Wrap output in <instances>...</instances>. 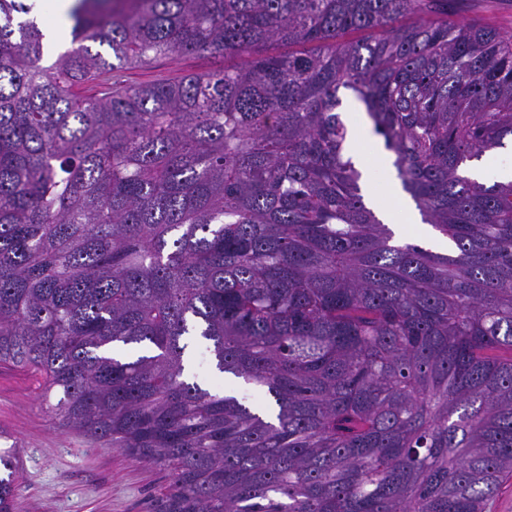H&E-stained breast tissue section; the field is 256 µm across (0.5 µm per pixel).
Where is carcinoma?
<instances>
[{
  "label": "carcinoma",
  "mask_w": 512,
  "mask_h": 512,
  "mask_svg": "<svg viewBox=\"0 0 512 512\" xmlns=\"http://www.w3.org/2000/svg\"><path fill=\"white\" fill-rule=\"evenodd\" d=\"M460 2L74 0L46 67L0 0V364L167 470L151 512H490L512 477V181L463 175L512 141V30ZM197 54L224 66L125 79ZM342 89L450 251L367 206ZM193 371L198 380L205 386L216 391H226V394L236 395L252 405H262L266 402L263 394L241 379L225 380L218 376L212 367L210 354L204 344L195 345L190 352Z\"/></svg>",
  "instance_id": "carcinoma-1"
}]
</instances>
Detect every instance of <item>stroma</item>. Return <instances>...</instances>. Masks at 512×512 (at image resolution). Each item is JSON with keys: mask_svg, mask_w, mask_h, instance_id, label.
I'll return each mask as SVG.
<instances>
[{"mask_svg": "<svg viewBox=\"0 0 512 512\" xmlns=\"http://www.w3.org/2000/svg\"><path fill=\"white\" fill-rule=\"evenodd\" d=\"M215 66V60L205 55L160 58L150 67L128 70L126 80L132 85L151 83ZM339 96L341 116L353 136L351 145L362 162L365 187L373 190L380 208L392 212L395 222H403L392 193L395 169L378 159L384 149L382 139L351 93L343 90ZM190 360L205 387L252 405L264 404V395L243 380L218 376L205 345H195ZM42 386V379L28 372L0 367V452L13 451L20 482L14 512H149L152 498L169 482L166 470L117 449L91 446L74 430L59 427L39 398Z\"/></svg>", "mask_w": 512, "mask_h": 512, "instance_id": "35a3bbf8", "label": "stroma"}]
</instances>
